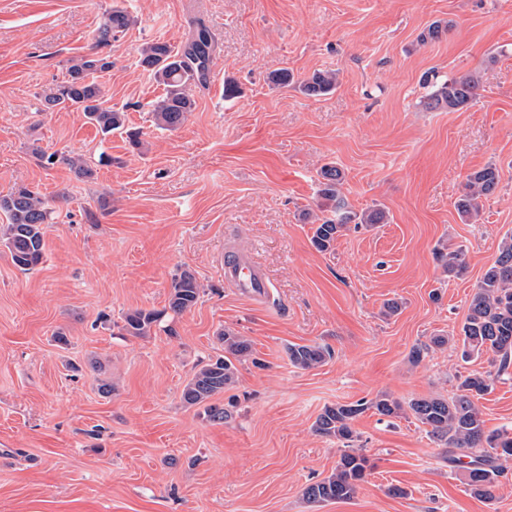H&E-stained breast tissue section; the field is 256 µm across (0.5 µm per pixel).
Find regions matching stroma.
Wrapping results in <instances>:
<instances>
[{"label":"stroma","instance_id":"1","mask_svg":"<svg viewBox=\"0 0 512 512\" xmlns=\"http://www.w3.org/2000/svg\"><path fill=\"white\" fill-rule=\"evenodd\" d=\"M116 7L132 25L96 45ZM200 22L215 45L208 83L188 86L196 107L179 129H160L150 103L162 88L139 52L180 48ZM435 22L441 38L421 42ZM92 52L112 59L96 81L139 147L102 137L83 113L42 109L70 61ZM280 69L292 84L269 82ZM318 70L335 71L336 88L307 96L300 84ZM468 74L481 83L473 104L425 108L436 85ZM228 79L240 97L225 98ZM66 155L94 177L77 178ZM329 163L347 209L379 206L387 221L320 252L311 224ZM489 164L498 188L478 220H462L466 178ZM18 185L40 193L49 218L34 269L0 245V512H512V469L493 501L476 498L412 414L370 410L353 423L371 465L356 496L302 498L341 454L313 430L324 406L448 397L458 375L491 367V355L466 363L449 344L417 363L410 352L459 333L512 234V0H0V196ZM233 245L266 274L268 301L225 285ZM443 247L465 250L461 276L436 261ZM186 268L200 299L173 332L123 335L127 313L167 308ZM225 330L256 360L217 396L229 416L214 424L182 391L223 353ZM292 344L333 355L299 369ZM479 406L488 429L512 426V372Z\"/></svg>","mask_w":512,"mask_h":512}]
</instances>
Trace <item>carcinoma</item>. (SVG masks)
Wrapping results in <instances>:
<instances>
[{"label":"carcinoma","instance_id":"carcinoma-1","mask_svg":"<svg viewBox=\"0 0 512 512\" xmlns=\"http://www.w3.org/2000/svg\"><path fill=\"white\" fill-rule=\"evenodd\" d=\"M133 19L122 8L113 9L99 27L96 43L108 45L124 33ZM213 50V38L203 23H198L191 37L178 50L165 42H151L140 50L139 65L164 87V94L151 103V112L157 126L175 130L181 127L195 101L187 94L190 83L206 86L208 67ZM112 68L107 56H82L71 60L68 78L56 85L42 100L45 110L73 108L86 115L104 136L124 133L131 146L140 144L139 133L125 128V114L107 105L99 84L90 75ZM336 86V74L317 71L303 84L302 91L310 97L328 94ZM479 80L475 75L452 78L428 96L430 110L462 109L478 95ZM319 209L324 216L317 218L313 227L312 245L320 252L334 247L336 239L348 225L382 224L386 212L374 207L361 214L345 209L341 196L343 174L335 166L320 170ZM499 183L497 168L489 164L467 177L463 194L456 202L460 217L470 219L482 208L483 199L494 194ZM0 210L7 214L8 223L0 225V242L8 249L13 263L28 271L37 266L44 256L43 224L49 212L37 193L21 186L0 197ZM436 258L448 272L459 275L466 269L464 249L448 253L439 251ZM200 298V286L194 272L183 270L175 279L168 300V309L181 315L193 308ZM166 315L164 311L136 309L124 317L122 330L132 337L150 334L156 323ZM224 343V354L200 365L182 391L185 404L204 409L208 420L224 423L228 411L213 398L230 389L236 382V363L252 355L251 343L242 336L226 330L219 335ZM453 342L461 349L463 361L468 362L490 352L494 355L492 369L458 376L457 393L443 396L420 397L407 404L381 394L371 400L355 403H336L325 407L316 418L313 429L342 444V454L335 470L324 479L303 489V498L310 504L347 501L358 492L370 468L368 457L359 448L352 447L353 421L368 410L384 417H398L408 411L427 428V434L446 449L448 465L457 470L470 493L487 502L493 500V489L499 478L507 473L512 461V431L503 428L486 430L478 400L491 391L495 379L508 373L512 367V236L500 245L492 263L476 285L468 313L459 336H435L431 345L417 346L410 352L418 363L430 346L442 347ZM329 348L321 345H291L288 358L299 369L317 368L331 358Z\"/></svg>","mask_w":512,"mask_h":512}]
</instances>
